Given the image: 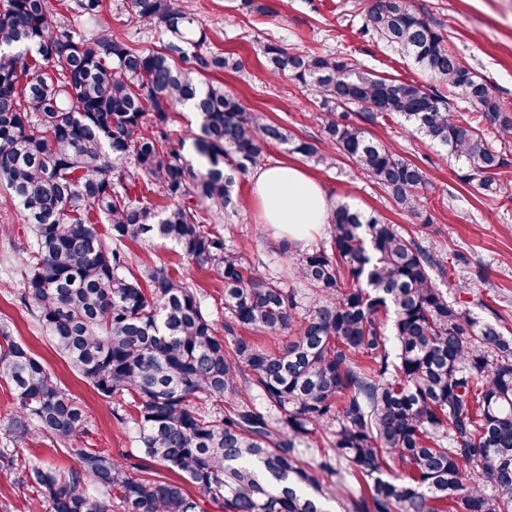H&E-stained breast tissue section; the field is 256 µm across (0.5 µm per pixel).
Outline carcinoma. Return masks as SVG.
I'll return each instance as SVG.
<instances>
[{"instance_id":"carcinoma-1","label":"carcinoma","mask_w":512,"mask_h":512,"mask_svg":"<svg viewBox=\"0 0 512 512\" xmlns=\"http://www.w3.org/2000/svg\"><path fill=\"white\" fill-rule=\"evenodd\" d=\"M73 0L79 33L49 0H0V186L34 240L18 300L81 377L135 425L144 455L177 480L79 446L88 417L42 360L0 323V470L19 475L28 512H198L183 482L224 512H512V333L440 288L442 264L375 213L331 209L328 240L294 256L299 286L225 244L235 174L277 143L326 168L339 157L422 218L425 171L363 124L400 118L484 191L511 166L512 111L411 0H374L364 30L458 95L384 77L339 53L261 45L270 74L320 99L322 142L246 108L210 73L241 59L199 52L207 33L182 0H127L123 26L169 36L143 50ZM201 116L192 147L171 113ZM355 108L360 122L336 116ZM479 112L473 117L470 110ZM500 142L494 147L481 123ZM161 193L159 209L149 194ZM169 242L224 285L216 326L194 282L129 245ZM282 338L274 349L252 337ZM263 400V407L254 404ZM75 451V465L19 461L32 438Z\"/></svg>"}]
</instances>
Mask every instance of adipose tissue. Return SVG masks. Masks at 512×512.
Instances as JSON below:
<instances>
[{
	"mask_svg": "<svg viewBox=\"0 0 512 512\" xmlns=\"http://www.w3.org/2000/svg\"><path fill=\"white\" fill-rule=\"evenodd\" d=\"M265 226L279 241L307 244L327 223L331 203L321 184L293 163L258 168L252 177Z\"/></svg>",
	"mask_w": 512,
	"mask_h": 512,
	"instance_id": "obj_1",
	"label": "adipose tissue"
}]
</instances>
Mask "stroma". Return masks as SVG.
I'll return each instance as SVG.
<instances>
[{"mask_svg":"<svg viewBox=\"0 0 512 512\" xmlns=\"http://www.w3.org/2000/svg\"><path fill=\"white\" fill-rule=\"evenodd\" d=\"M194 14L203 24L209 51L235 53L244 63L239 73H223L219 79L251 109L262 111L268 121L286 126L296 135L319 137V104L307 87L285 77L270 76L260 45L281 41L297 51L342 52L379 74L405 81H424L425 76L402 54L387 48L363 27L366 0H259L257 10L239 8L237 0H192ZM415 9L429 16L449 38L450 46L474 71L485 78L494 93L512 106V0H412ZM372 135L418 164L427 174L424 191L431 228L422 244L440 260H447L452 247L467 249L480 262L487 276L481 296L494 308L505 310L512 329V172L504 179V191L489 196L465 184L453 160L428 141L410 135L403 123L389 119L372 125ZM305 169L327 191L332 202L374 211L406 232L418 221L398 210L381 189L358 173L348 162L327 170L312 162ZM240 211L218 219L227 244L250 262L262 264L267 274L282 277L283 287H292L286 277L288 260L279 253L271 231L262 227L261 207L252 191L251 177L237 184ZM12 235L0 236V322H7L17 341L43 359L85 408L90 447L124 454L139 462L141 445L131 424H121L112 415L113 403L89 386L48 343L41 326L22 308L13 294L19 285L16 264L21 248L31 241V232L7 193L0 189V225ZM153 259L172 265L174 274L198 283L216 309L223 288L215 272L197 267L173 245L156 243Z\"/></svg>","mask_w":512,"mask_h":512,"instance_id":"35a3bbf8","label":"stroma"}]
</instances>
